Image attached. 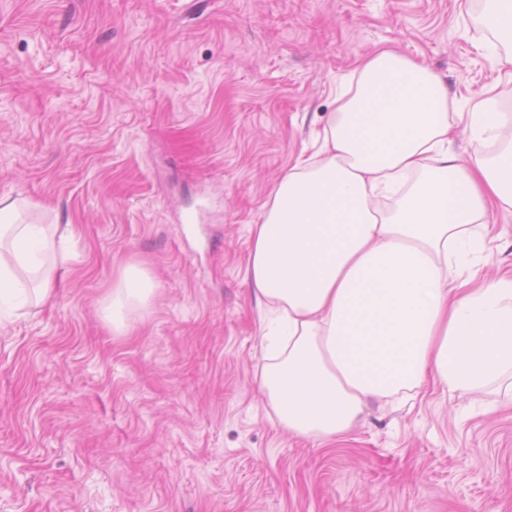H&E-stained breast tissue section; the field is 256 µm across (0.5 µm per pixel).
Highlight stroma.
<instances>
[{"label": "stroma", "instance_id": "stroma-1", "mask_svg": "<svg viewBox=\"0 0 512 512\" xmlns=\"http://www.w3.org/2000/svg\"><path fill=\"white\" fill-rule=\"evenodd\" d=\"M482 0H0V197L76 239L47 298L0 305V512H512V405L427 389L342 439L259 390L278 328L252 226L359 62L428 64L512 117ZM478 261L512 275V215ZM156 286L103 313L122 264Z\"/></svg>", "mask_w": 512, "mask_h": 512}]
</instances>
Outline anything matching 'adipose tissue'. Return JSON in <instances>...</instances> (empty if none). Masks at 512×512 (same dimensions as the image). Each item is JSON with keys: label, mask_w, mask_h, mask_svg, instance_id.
<instances>
[{"label": "adipose tissue", "mask_w": 512, "mask_h": 512, "mask_svg": "<svg viewBox=\"0 0 512 512\" xmlns=\"http://www.w3.org/2000/svg\"><path fill=\"white\" fill-rule=\"evenodd\" d=\"M448 86L422 63L383 50L336 100L320 157H298L252 228L247 278L283 320L260 387L288 433L333 441L371 402L416 398L424 385L512 392V278L471 269L467 254L497 237L490 215L512 213L507 118L476 106L469 150L453 148ZM394 193L392 207L380 198ZM67 224L24 221L0 198V299L29 278L47 294ZM154 282L130 263L112 284V328L147 306Z\"/></svg>", "instance_id": "adipose-tissue-1"}]
</instances>
